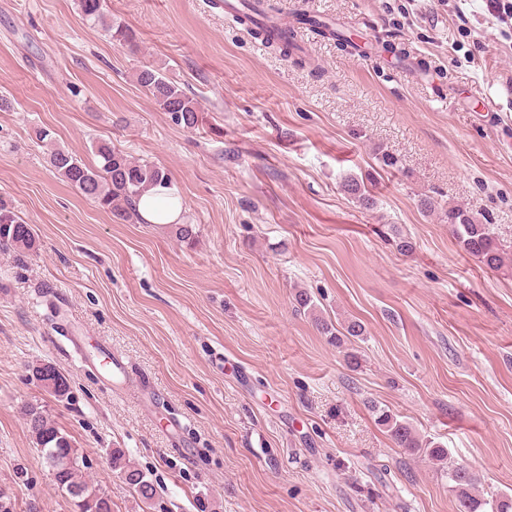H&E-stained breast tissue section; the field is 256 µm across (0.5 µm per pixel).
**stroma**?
I'll return each mask as SVG.
<instances>
[{
	"instance_id": "35a3bbf8",
	"label": "stroma",
	"mask_w": 512,
	"mask_h": 512,
	"mask_svg": "<svg viewBox=\"0 0 512 512\" xmlns=\"http://www.w3.org/2000/svg\"><path fill=\"white\" fill-rule=\"evenodd\" d=\"M0 0V199L38 249L0 253V489L8 512H75L22 415L43 406L112 493V512H461L441 464L395 447L388 409L512 494V270H487L421 195L484 215L512 252V27L486 0H283L332 24L301 63L224 0ZM126 27L136 49L112 39ZM159 70L201 108L176 124ZM94 164L109 139L165 168L197 238L123 222L32 138ZM390 154L400 161L382 163ZM363 180L375 204L344 194ZM304 290L336 347L297 314ZM121 356L111 388L66 341ZM50 364L70 399L43 391ZM154 483L146 505L113 449ZM137 81L149 92L160 109L169 112L178 124L187 128L197 126L200 112L197 102L178 85L148 67L139 70ZM316 327L321 333L326 336H330L334 341H336V345L341 346L345 341L342 337L348 339V336L358 337L363 335V327L359 322L351 321L348 323L346 327H344V332L340 331L337 328H334L331 323L326 321H321L319 318L315 319Z\"/></svg>"
}]
</instances>
